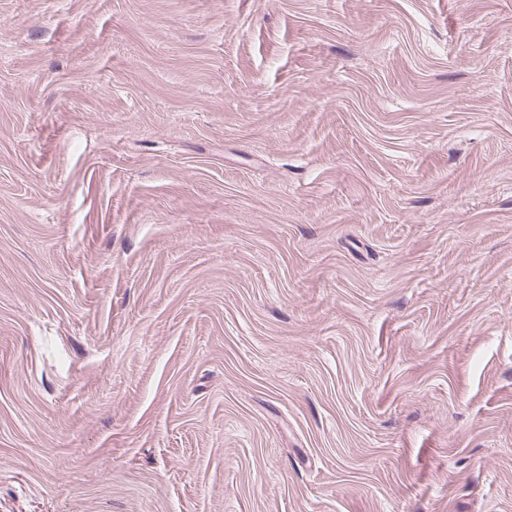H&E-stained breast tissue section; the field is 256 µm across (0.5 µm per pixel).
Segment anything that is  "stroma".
Returning <instances> with one entry per match:
<instances>
[{
  "label": "stroma",
  "mask_w": 512,
  "mask_h": 512,
  "mask_svg": "<svg viewBox=\"0 0 512 512\" xmlns=\"http://www.w3.org/2000/svg\"><path fill=\"white\" fill-rule=\"evenodd\" d=\"M0 512H512V0H0Z\"/></svg>",
  "instance_id": "35a3bbf8"
}]
</instances>
